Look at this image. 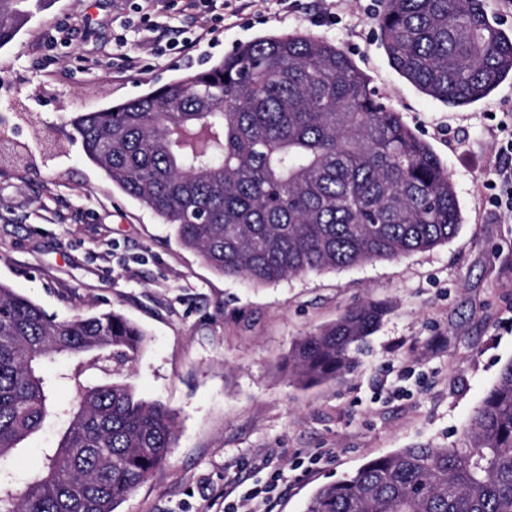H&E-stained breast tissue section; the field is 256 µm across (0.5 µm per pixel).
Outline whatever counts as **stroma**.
Instances as JSON below:
<instances>
[{
	"label": "stroma",
	"mask_w": 512,
	"mask_h": 512,
	"mask_svg": "<svg viewBox=\"0 0 512 512\" xmlns=\"http://www.w3.org/2000/svg\"><path fill=\"white\" fill-rule=\"evenodd\" d=\"M43 0L0 47V283L66 319L113 310L147 345L121 380L176 417L168 461L119 512H224L228 481L283 479L268 512H304L321 485L413 445H461L512 362V215L486 205L512 166L493 131L512 120V77L450 107L390 65L372 0H247L223 21L151 0ZM332 10L335 22H316ZM322 37L349 55L448 170L462 222L432 249L257 284L213 271L171 225L84 156L67 119L139 97L271 34ZM134 57L125 66L122 54ZM385 314L349 369L310 386L286 360L346 309ZM49 424L5 468L22 481L51 447Z\"/></svg>",
	"instance_id": "obj_1"
}]
</instances>
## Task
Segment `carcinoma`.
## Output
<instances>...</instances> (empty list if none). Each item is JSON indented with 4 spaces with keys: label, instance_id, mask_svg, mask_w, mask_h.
<instances>
[{
    "label": "carcinoma",
    "instance_id": "carcinoma-1",
    "mask_svg": "<svg viewBox=\"0 0 512 512\" xmlns=\"http://www.w3.org/2000/svg\"><path fill=\"white\" fill-rule=\"evenodd\" d=\"M0 0V46L30 17ZM381 40L420 91L460 107L512 75V38L484 0H384ZM70 124L88 160L175 227L214 271L275 283L431 249L461 223L454 187L430 145L391 110L333 42L271 35ZM383 308L367 303L301 338L293 379L311 385L353 363ZM146 334L113 310L60 320L0 284V463L52 418L65 422L22 489L0 474V512H116L175 442L174 414L132 386L88 372L130 367ZM75 360L55 398L43 365ZM304 512H512V362L472 417L462 445L373 458L319 487Z\"/></svg>",
    "mask_w": 512,
    "mask_h": 512
}]
</instances>
